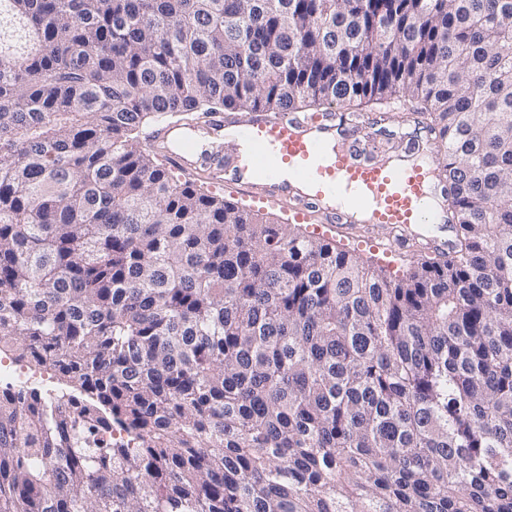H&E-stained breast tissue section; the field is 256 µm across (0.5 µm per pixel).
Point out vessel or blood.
Instances as JSON below:
<instances>
[{
  "mask_svg": "<svg viewBox=\"0 0 512 512\" xmlns=\"http://www.w3.org/2000/svg\"><path fill=\"white\" fill-rule=\"evenodd\" d=\"M236 126L247 150L224 156V130ZM335 123L294 114L274 119L261 114L231 123L214 113L207 125V143L193 132L161 127L156 141L168 143L167 164L192 176L212 166H223L234 180L256 172L251 186L259 204L277 206L292 202L317 207L327 214L336 209L329 200L343 195L351 203L344 218L385 233L396 228L412 231L430 217L429 200L436 192L429 173L420 165L392 166L367 158L358 142L336 135Z\"/></svg>",
  "mask_w": 512,
  "mask_h": 512,
  "instance_id": "1",
  "label": "vessel or blood"
}]
</instances>
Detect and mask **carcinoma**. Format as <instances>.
I'll return each instance as SVG.
<instances>
[{"mask_svg": "<svg viewBox=\"0 0 512 512\" xmlns=\"http://www.w3.org/2000/svg\"><path fill=\"white\" fill-rule=\"evenodd\" d=\"M393 110L452 251L393 279L138 147ZM0 512H512V0H0ZM2 362L6 366H10L11 368H22L23 370H28L31 374L34 373V380L31 381L26 387L28 389H37L43 395V384L51 383L55 387H58L57 380L55 378H51V375L45 371H42L35 367L34 365L28 363L25 360L18 359L16 355L12 353L2 354Z\"/></svg>", "mask_w": 512, "mask_h": 512, "instance_id": "1", "label": "carcinoma"}]
</instances>
